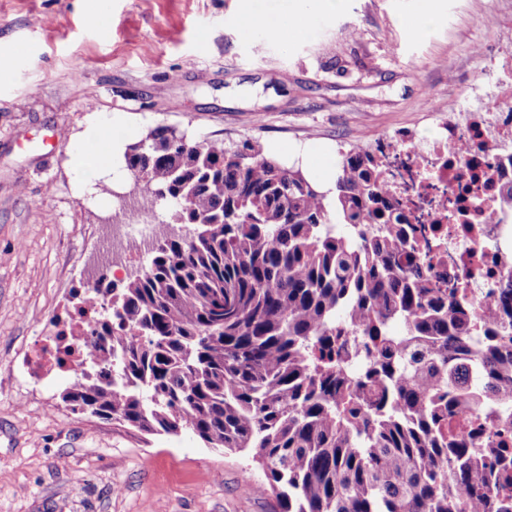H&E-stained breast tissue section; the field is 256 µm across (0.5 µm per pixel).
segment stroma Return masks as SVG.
I'll list each match as a JSON object with an SVG mask.
<instances>
[{
    "label": "stroma",
    "mask_w": 512,
    "mask_h": 512,
    "mask_svg": "<svg viewBox=\"0 0 512 512\" xmlns=\"http://www.w3.org/2000/svg\"><path fill=\"white\" fill-rule=\"evenodd\" d=\"M294 0H0V512H273L248 452L193 433L145 435L75 413L67 376L37 386L20 362L112 245L113 140L158 126L271 154L432 136L512 50V0H305L289 40L245 8ZM427 32L414 25L423 11ZM263 40L255 54L252 40ZM98 123L97 202L70 161Z\"/></svg>",
    "instance_id": "obj_1"
}]
</instances>
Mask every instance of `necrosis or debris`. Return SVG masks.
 I'll return each mask as SVG.
<instances>
[{
	"label": "necrosis or debris",
	"mask_w": 512,
	"mask_h": 512,
	"mask_svg": "<svg viewBox=\"0 0 512 512\" xmlns=\"http://www.w3.org/2000/svg\"><path fill=\"white\" fill-rule=\"evenodd\" d=\"M485 88H475L455 120L439 124L428 139L399 141L389 156L388 188L425 229L421 244L438 257L437 272L462 283L476 313L491 294L512 280V209L501 203L512 185V95L496 108L480 107ZM155 222L114 227L113 257L147 270L149 253L162 240ZM97 303L88 309L81 334L63 354L55 337H38L20 365L35 383L65 371L83 376L93 359Z\"/></svg>",
	"instance_id": "1"
}]
</instances>
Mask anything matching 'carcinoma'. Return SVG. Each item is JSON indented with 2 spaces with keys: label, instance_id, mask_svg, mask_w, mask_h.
Listing matches in <instances>:
<instances>
[{
  "label": "carcinoma",
  "instance_id": "cac0c4a2",
  "mask_svg": "<svg viewBox=\"0 0 512 512\" xmlns=\"http://www.w3.org/2000/svg\"><path fill=\"white\" fill-rule=\"evenodd\" d=\"M391 147L339 152L323 192L254 139L157 126L127 146L141 197L186 234L143 275L72 290L112 308L62 401L254 451L277 512H512V446L490 435L512 426V287L482 318L434 280L384 183Z\"/></svg>",
  "mask_w": 512,
  "mask_h": 512
}]
</instances>
